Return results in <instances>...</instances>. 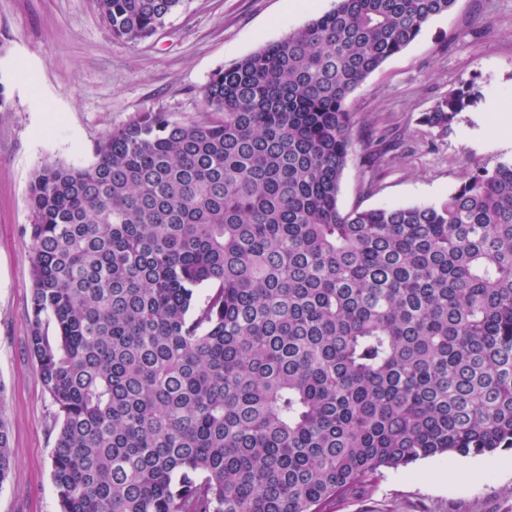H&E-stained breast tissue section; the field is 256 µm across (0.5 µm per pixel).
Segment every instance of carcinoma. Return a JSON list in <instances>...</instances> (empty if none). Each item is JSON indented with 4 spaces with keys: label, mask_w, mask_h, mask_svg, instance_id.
Segmentation results:
<instances>
[{
    "label": "carcinoma",
    "mask_w": 512,
    "mask_h": 512,
    "mask_svg": "<svg viewBox=\"0 0 512 512\" xmlns=\"http://www.w3.org/2000/svg\"><path fill=\"white\" fill-rule=\"evenodd\" d=\"M95 2L137 44L181 0ZM456 2L336 0L215 70L208 119L146 112L35 170L57 512H328L383 469L512 449V161L438 202L339 203L350 95Z\"/></svg>",
    "instance_id": "carcinoma-1"
}]
</instances>
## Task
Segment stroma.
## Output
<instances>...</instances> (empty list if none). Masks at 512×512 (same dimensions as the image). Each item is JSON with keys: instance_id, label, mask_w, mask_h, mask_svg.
Returning <instances> with one entry per match:
<instances>
[{"instance_id": "stroma-1", "label": "stroma", "mask_w": 512, "mask_h": 512, "mask_svg": "<svg viewBox=\"0 0 512 512\" xmlns=\"http://www.w3.org/2000/svg\"><path fill=\"white\" fill-rule=\"evenodd\" d=\"M334 0H182L150 39L112 38L95 0H0V419L15 465L0 512H56L54 407L27 352L32 279L28 186L44 161L86 165L109 131L146 112L205 119L200 92L216 69L281 39ZM480 94L445 135L420 123L465 83ZM512 105V0H457L349 99L361 136L399 141L377 168L355 153L343 209L440 201L465 172L512 161V131L487 135L492 102ZM497 455L427 458L386 469L331 512H512V468Z\"/></svg>"}]
</instances>
